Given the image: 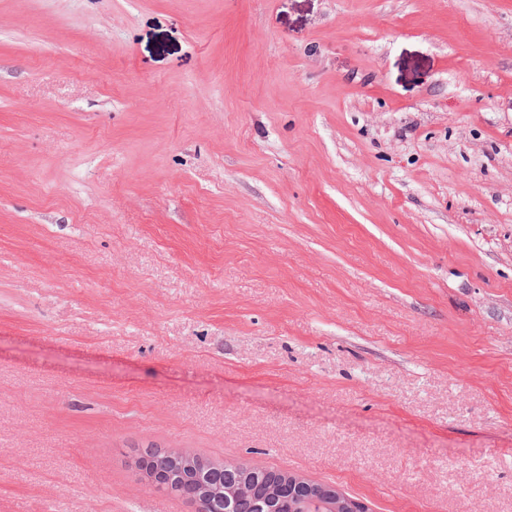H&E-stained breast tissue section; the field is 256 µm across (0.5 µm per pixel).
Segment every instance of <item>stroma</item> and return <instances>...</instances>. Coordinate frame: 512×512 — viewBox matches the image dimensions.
<instances>
[{
	"label": "stroma",
	"instance_id": "stroma-1",
	"mask_svg": "<svg viewBox=\"0 0 512 512\" xmlns=\"http://www.w3.org/2000/svg\"><path fill=\"white\" fill-rule=\"evenodd\" d=\"M151 443L512 512V0H0V512Z\"/></svg>",
	"mask_w": 512,
	"mask_h": 512
}]
</instances>
